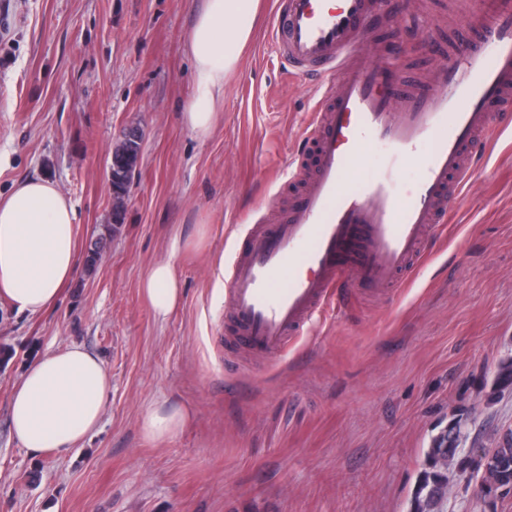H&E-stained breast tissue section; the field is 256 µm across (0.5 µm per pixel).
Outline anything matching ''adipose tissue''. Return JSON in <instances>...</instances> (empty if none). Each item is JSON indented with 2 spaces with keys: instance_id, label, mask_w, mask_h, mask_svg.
Here are the masks:
<instances>
[{
  "instance_id": "ef3b65f1",
  "label": "adipose tissue",
  "mask_w": 512,
  "mask_h": 512,
  "mask_svg": "<svg viewBox=\"0 0 512 512\" xmlns=\"http://www.w3.org/2000/svg\"><path fill=\"white\" fill-rule=\"evenodd\" d=\"M259 0H203L188 41L194 97L184 123L198 138L215 129V107L224 78L233 72L250 41ZM76 209L58 184L43 176L16 181L0 197V301L29 315L54 307L75 277L79 246ZM142 294L157 321L179 307L182 288L172 259L147 270ZM112 388L111 374L97 354L72 344L30 361L8 406L14 438L35 452L68 455L99 426ZM185 414L161 406L139 419L145 439L162 441L182 428Z\"/></svg>"
}]
</instances>
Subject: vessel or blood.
Masks as SVG:
<instances>
[{"mask_svg": "<svg viewBox=\"0 0 512 512\" xmlns=\"http://www.w3.org/2000/svg\"><path fill=\"white\" fill-rule=\"evenodd\" d=\"M380 15L396 17L393 0L277 2V53L290 73L324 82L306 133L307 189L281 223L253 227L224 272L227 341L242 353L282 355L350 287L374 296L399 287L473 179L475 145L512 129V14L496 0H473L478 48L441 66L433 86L395 99L385 92L394 65L360 57ZM377 146L384 165L363 176L357 160ZM407 166L416 178L405 188Z\"/></svg>", "mask_w": 512, "mask_h": 512, "instance_id": "vessel-or-blood-1", "label": "vessel or blood"}]
</instances>
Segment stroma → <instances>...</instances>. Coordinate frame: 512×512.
<instances>
[{
	"mask_svg": "<svg viewBox=\"0 0 512 512\" xmlns=\"http://www.w3.org/2000/svg\"><path fill=\"white\" fill-rule=\"evenodd\" d=\"M200 0H0V194L30 175L73 201L79 266L56 307L0 302V512H409L435 423L472 411L470 439L512 427V392L480 386L512 351V132L436 246L394 297L353 290L287 353L224 364L227 309L214 264L239 232L276 224L306 181L282 171L301 152L316 84L289 75L262 0L254 37L224 80L213 135L182 114L193 95L187 49ZM416 19L370 27L365 56L391 53L428 84L458 45L469 0H400ZM142 136L124 220L112 218L113 145ZM180 266L182 302L155 320L140 282L156 260ZM80 344L112 376L97 430L66 457L11 436L8 404L38 354ZM187 411L157 443L143 409Z\"/></svg>",
	"mask_w": 512,
	"mask_h": 512,
	"instance_id": "obj_1",
	"label": "stroma"
}]
</instances>
